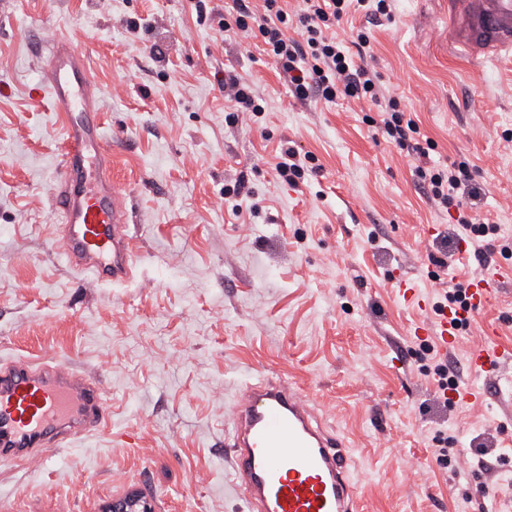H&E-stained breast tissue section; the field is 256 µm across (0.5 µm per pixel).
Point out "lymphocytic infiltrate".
Masks as SVG:
<instances>
[{"instance_id": "obj_1", "label": "lymphocytic infiltrate", "mask_w": 512, "mask_h": 512, "mask_svg": "<svg viewBox=\"0 0 512 512\" xmlns=\"http://www.w3.org/2000/svg\"><path fill=\"white\" fill-rule=\"evenodd\" d=\"M368 3L375 13H391L390 0H298L292 12L287 0H262L258 7L252 0H232L224 10L209 6L208 0H195L194 8L198 23L213 22L226 35L261 40L296 98L331 102L342 96L375 105L377 116H365L364 121L377 136L409 156L428 157L435 142L422 132L407 107L384 95L375 76L360 64L371 52L369 36L358 33L356 50L350 53L332 32L351 6ZM417 175L436 206L457 209L453 238L472 246L479 265L493 264L494 254H512V242L500 241L498 225L461 209L463 199L481 194L467 162H454L445 169L421 166Z\"/></svg>"}]
</instances>
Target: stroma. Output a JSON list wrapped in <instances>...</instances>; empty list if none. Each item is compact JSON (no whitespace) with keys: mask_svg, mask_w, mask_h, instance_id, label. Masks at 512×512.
Wrapping results in <instances>:
<instances>
[{"mask_svg":"<svg viewBox=\"0 0 512 512\" xmlns=\"http://www.w3.org/2000/svg\"><path fill=\"white\" fill-rule=\"evenodd\" d=\"M360 29L368 69L435 141L432 163L475 170L465 208L512 236V57L464 54L448 0L361 9L336 35ZM61 33L87 57L112 177L131 195L136 266L119 287L76 275L54 234L62 130L40 66ZM228 72L263 100L260 122L229 119ZM361 108L298 100L260 41L221 38L191 0H0V360L95 372L110 411L101 432L0 461V512H103L133 491L155 512H252L225 437L260 375L296 383L341 437L362 512H512V362L483 400L451 406L416 363L439 283L478 265L431 263L451 220ZM289 146L318 163L295 185L276 172ZM402 279L423 306L401 300ZM473 318L448 347L454 366L486 337L512 344V280ZM442 432L460 450L445 466Z\"/></svg>","mask_w":512,"mask_h":512,"instance_id":"1","label":"stroma"}]
</instances>
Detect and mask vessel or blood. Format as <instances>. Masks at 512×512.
<instances>
[{"instance_id": "vessel-or-blood-1", "label": "vessel or blood", "mask_w": 512, "mask_h": 512, "mask_svg": "<svg viewBox=\"0 0 512 512\" xmlns=\"http://www.w3.org/2000/svg\"><path fill=\"white\" fill-rule=\"evenodd\" d=\"M461 15L459 45L471 55H512V0H449ZM42 84L62 124V164L51 188L61 218L60 244L67 263L106 286L131 281L135 268L126 198L112 178V150L101 125L90 121L99 93L84 57L70 38L55 37L41 68ZM512 266L480 268L468 309L448 308L435 328L447 346L458 321L489 306ZM512 361V346L486 340L471 347L469 379L458 399L484 397L478 377ZM233 465L240 494L257 512H358L340 437L321 428L302 394L288 381L250 384L235 402ZM107 399L92 377L53 358L0 361V459H32L66 439L104 429Z\"/></svg>"}]
</instances>
